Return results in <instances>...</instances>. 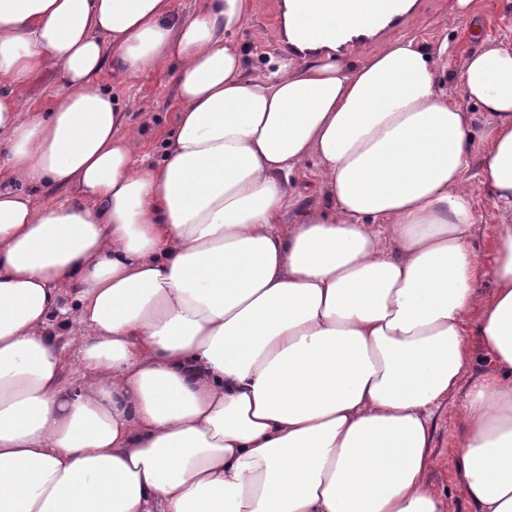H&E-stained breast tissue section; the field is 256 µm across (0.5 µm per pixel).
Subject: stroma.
Listing matches in <instances>:
<instances>
[{
	"label": "stroma",
	"instance_id": "1",
	"mask_svg": "<svg viewBox=\"0 0 512 512\" xmlns=\"http://www.w3.org/2000/svg\"><path fill=\"white\" fill-rule=\"evenodd\" d=\"M277 0H252L248 24L236 35L244 58L245 73L260 78L274 70L284 54L275 36L278 26ZM480 22L482 34L490 39L512 40V0H473V14L455 16L453 0H419L417 11L405 20L397 33L416 39L426 48L448 41L454 53L444 65V75L457 81L466 54L477 48L471 34L472 22ZM175 61L164 60L153 68L131 76L114 61H106L97 79L111 89L124 104L129 125L139 136V154L148 161L159 158L163 143L173 128L180 102L176 91ZM24 108L45 112L65 94L52 70L34 73L26 84L15 91ZM468 184L476 203L478 222L471 230L470 243L484 263H491V244L501 222L499 212L489 199L477 171H470ZM459 427L452 409H442L434 421V450L438 464L430 481L443 496L446 512H473L471 504L455 483V457L458 451Z\"/></svg>",
	"mask_w": 512,
	"mask_h": 512
}]
</instances>
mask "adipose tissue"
Instances as JSON below:
<instances>
[{
    "label": "adipose tissue",
    "instance_id": "ef3b65f1",
    "mask_svg": "<svg viewBox=\"0 0 512 512\" xmlns=\"http://www.w3.org/2000/svg\"><path fill=\"white\" fill-rule=\"evenodd\" d=\"M280 6L313 52L265 81L232 38L251 0H0V512H445L448 405L457 485L512 512V223L483 264L467 185L512 216V46L481 40L456 90L444 45L337 63L366 0ZM171 55L182 108L146 164L96 76ZM47 67L65 96L24 111ZM459 427L451 405L440 410L434 421V451L438 464L430 481L444 497L446 512H473L472 505L455 483V457L458 451Z\"/></svg>",
    "mask_w": 512,
    "mask_h": 512
}]
</instances>
